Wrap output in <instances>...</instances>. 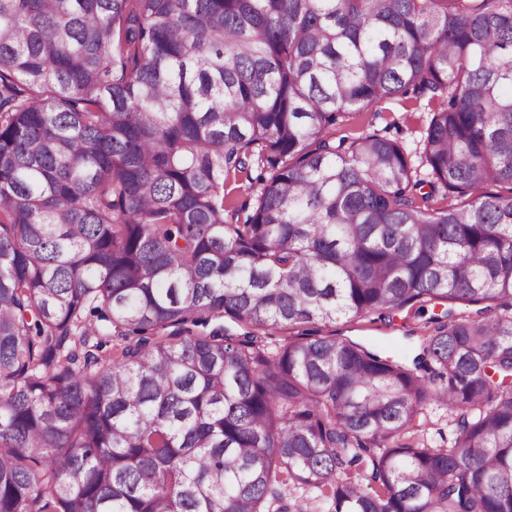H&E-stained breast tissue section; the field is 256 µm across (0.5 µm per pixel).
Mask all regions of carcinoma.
I'll return each instance as SVG.
<instances>
[{"label": "carcinoma", "instance_id": "1", "mask_svg": "<svg viewBox=\"0 0 512 512\" xmlns=\"http://www.w3.org/2000/svg\"><path fill=\"white\" fill-rule=\"evenodd\" d=\"M410 92L420 148L335 139ZM429 302L410 364L266 348ZM225 315L254 331L194 334ZM287 485L512 512V0H0V512H303ZM250 181H248L245 177L234 179L232 178L225 188V193L227 195L228 202V212H225L224 219L229 224H241L243 223V218L245 216L244 212H240L239 209L241 206L247 202L252 204L251 199V191L249 189Z\"/></svg>", "mask_w": 512, "mask_h": 512}]
</instances>
